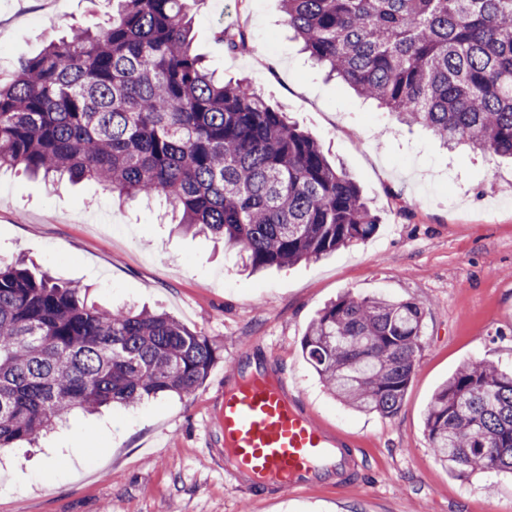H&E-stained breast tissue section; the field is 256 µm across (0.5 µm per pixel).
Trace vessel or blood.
Returning a JSON list of instances; mask_svg holds the SVG:
<instances>
[{"label":"vessel or blood","instance_id":"b4317fda","mask_svg":"<svg viewBox=\"0 0 512 512\" xmlns=\"http://www.w3.org/2000/svg\"><path fill=\"white\" fill-rule=\"evenodd\" d=\"M359 467L354 442L304 411L286 379L258 365L225 387L224 471L235 484L289 494L355 482Z\"/></svg>","mask_w":512,"mask_h":512}]
</instances>
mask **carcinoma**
<instances>
[{"mask_svg":"<svg viewBox=\"0 0 512 512\" xmlns=\"http://www.w3.org/2000/svg\"><path fill=\"white\" fill-rule=\"evenodd\" d=\"M191 0H112V17L21 59L0 79V169L91 179L159 198L224 240L252 270L319 258L380 220L322 145L246 81L226 83L192 49ZM286 22L328 75L445 145L512 159V0H283ZM219 39L251 51L242 27ZM424 336L412 301L326 305L301 341L346 405L400 408ZM216 348L166 313L101 309L82 289L0 258V448L34 443L67 416L190 394ZM438 458L512 474V371L462 364L424 422Z\"/></svg>","mask_w":512,"mask_h":512,"instance_id":"1","label":"carcinoma"}]
</instances>
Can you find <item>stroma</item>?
Returning a JSON list of instances; mask_svg holds the SVG:
<instances>
[{"label":"stroma","instance_id":"stroma-1","mask_svg":"<svg viewBox=\"0 0 512 512\" xmlns=\"http://www.w3.org/2000/svg\"><path fill=\"white\" fill-rule=\"evenodd\" d=\"M111 0H0V74L74 27L103 25ZM193 49L246 80L311 133L358 183L381 223L365 242L255 275L237 254L178 230L156 204H118L93 181L0 174V256L88 289L102 306L163 310L216 347L194 393L80 412L37 448L0 452V512H512V476L442 463L424 432L436 389L466 360L512 369V163L450 151L420 126L327 79L295 39L282 0H195ZM245 28L253 49L214 38ZM418 303L423 347L399 411L335 399L305 363L309 323L344 293ZM269 362L313 418L350 437L361 478L261 495L224 473V380Z\"/></svg>","mask_w":512,"mask_h":512}]
</instances>
